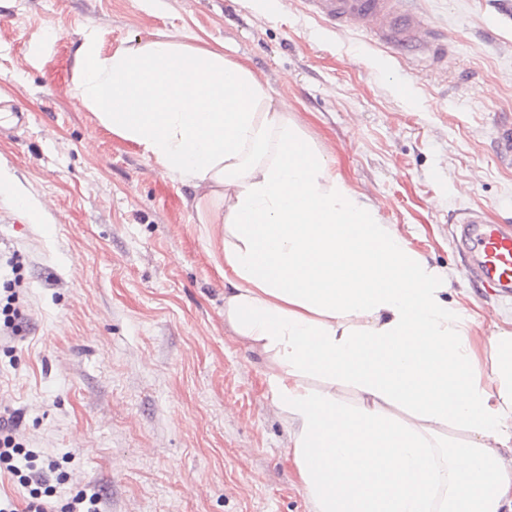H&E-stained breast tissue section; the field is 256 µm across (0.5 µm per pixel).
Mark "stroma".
I'll return each mask as SVG.
<instances>
[{
    "instance_id": "1",
    "label": "stroma",
    "mask_w": 512,
    "mask_h": 512,
    "mask_svg": "<svg viewBox=\"0 0 512 512\" xmlns=\"http://www.w3.org/2000/svg\"><path fill=\"white\" fill-rule=\"evenodd\" d=\"M448 63L400 57L300 0H0V102L29 113L0 137V283L23 260L22 330L0 335V412L55 462L59 497L100 512H313L257 358L224 328V279L199 195L76 99V50L166 35L247 65L348 186L452 276L486 324L512 298L464 272L458 214L512 224V0H417Z\"/></svg>"
}]
</instances>
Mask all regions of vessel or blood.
Returning <instances> with one entry per match:
<instances>
[{"label":"vessel or blood","mask_w":512,"mask_h":512,"mask_svg":"<svg viewBox=\"0 0 512 512\" xmlns=\"http://www.w3.org/2000/svg\"><path fill=\"white\" fill-rule=\"evenodd\" d=\"M306 10L329 24L352 22L383 37L391 48L411 46L433 60L448 55L447 45L422 24L411 0H302ZM456 237L470 271L484 287L512 295V226L489 223L469 210L456 222Z\"/></svg>","instance_id":"vessel-or-blood-1"}]
</instances>
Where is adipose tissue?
Masks as SVG:
<instances>
[{
	"mask_svg": "<svg viewBox=\"0 0 512 512\" xmlns=\"http://www.w3.org/2000/svg\"><path fill=\"white\" fill-rule=\"evenodd\" d=\"M77 54L79 103L209 189L224 327L260 362L314 512H512V329L334 172L245 65L177 37Z\"/></svg>",
	"mask_w": 512,
	"mask_h": 512,
	"instance_id": "obj_1",
	"label": "adipose tissue"
}]
</instances>
